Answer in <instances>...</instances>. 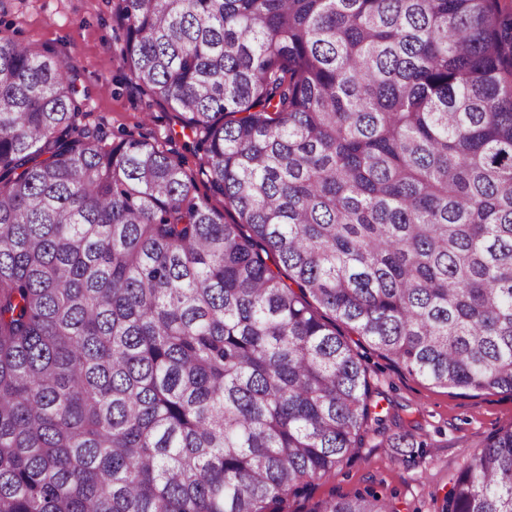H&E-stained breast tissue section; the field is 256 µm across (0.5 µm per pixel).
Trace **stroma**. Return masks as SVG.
<instances>
[{
    "label": "stroma",
    "instance_id": "obj_1",
    "mask_svg": "<svg viewBox=\"0 0 512 512\" xmlns=\"http://www.w3.org/2000/svg\"><path fill=\"white\" fill-rule=\"evenodd\" d=\"M0 29L32 50L67 63L105 142L146 139L182 156L197 194L223 210L224 198L199 173L200 154L175 112L137 90L118 52L123 29L111 0H0ZM378 393L382 428L330 477L317 481L314 499L371 489L397 512H443L453 479L492 433L512 426V394L464 392L410 376L374 347H360ZM408 432L416 449L388 447Z\"/></svg>",
    "mask_w": 512,
    "mask_h": 512
}]
</instances>
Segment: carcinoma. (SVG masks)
Instances as JSON below:
<instances>
[{
    "label": "carcinoma",
    "mask_w": 512,
    "mask_h": 512,
    "mask_svg": "<svg viewBox=\"0 0 512 512\" xmlns=\"http://www.w3.org/2000/svg\"><path fill=\"white\" fill-rule=\"evenodd\" d=\"M112 14L237 218L0 34V512H290L383 421L351 335L512 393V0ZM445 512H512V427Z\"/></svg>",
    "instance_id": "1"
}]
</instances>
